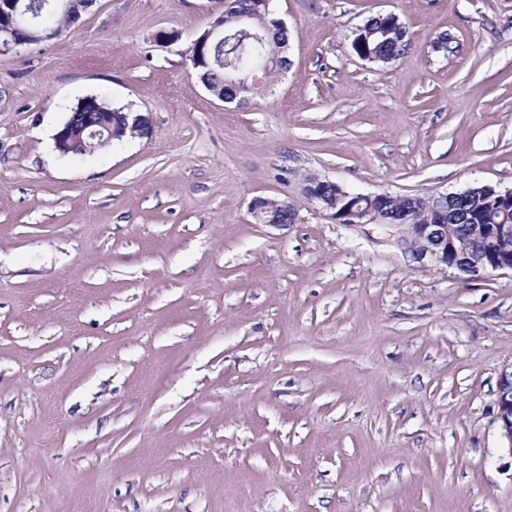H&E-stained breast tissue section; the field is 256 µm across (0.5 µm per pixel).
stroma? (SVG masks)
<instances>
[{"instance_id": "35a3bbf8", "label": "stroma", "mask_w": 512, "mask_h": 512, "mask_svg": "<svg viewBox=\"0 0 512 512\" xmlns=\"http://www.w3.org/2000/svg\"><path fill=\"white\" fill-rule=\"evenodd\" d=\"M217 9L96 0L0 52V512H512V273L420 264L303 192L511 189L512 0H275L291 66L241 103L188 61ZM386 13L412 49L359 59ZM87 96L147 134L60 156ZM258 196L295 223H253ZM397 16L378 14L358 26L352 33L354 54L362 60L381 64L397 61L407 54L413 47L412 37ZM497 419L508 450L512 453V366L502 372L498 383Z\"/></svg>"}]
</instances>
